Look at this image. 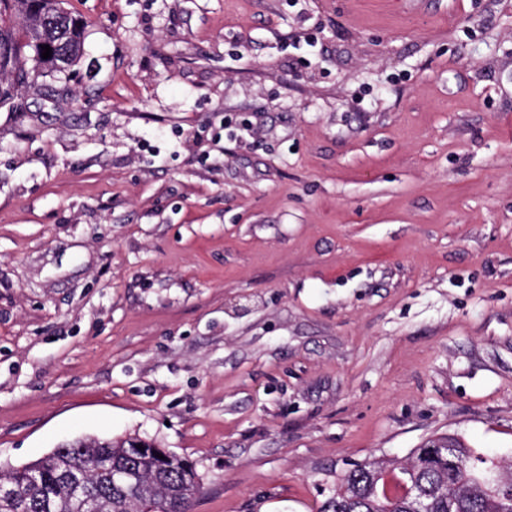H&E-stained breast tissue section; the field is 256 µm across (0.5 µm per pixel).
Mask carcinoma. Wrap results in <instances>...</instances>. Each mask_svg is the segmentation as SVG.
<instances>
[{
  "label": "carcinoma",
  "instance_id": "obj_1",
  "mask_svg": "<svg viewBox=\"0 0 512 512\" xmlns=\"http://www.w3.org/2000/svg\"><path fill=\"white\" fill-rule=\"evenodd\" d=\"M34 0H0V42L12 44L10 54L0 56V73L22 78L30 72L63 76L54 68L56 59L66 57L77 63L83 51L84 25L69 11L58 12L33 8ZM39 27L47 34L44 44L51 47V57H41L42 49H34L27 42L29 29ZM133 437L100 438L77 447L59 448L39 462L41 487L29 494L30 471L10 472L25 501L0 499V512H82L80 501L72 497L58 474L66 461L84 467L89 472L90 492L99 499L102 512H128L132 502L125 500L112 479L98 472L103 458L129 463L143 471L149 480L152 469L160 467L167 472V485L154 488L155 499H143L139 509L160 512L161 500L170 490L179 491L178 501L189 508L200 492L201 483L193 462L174 456L170 462L145 453L136 459L127 457ZM455 448H437L422 457L423 448L416 449L417 468L409 474V483L422 492L429 512H512V499L502 497L499 476L512 475V465L469 447L461 439H454ZM389 463L354 464L346 470L336 488L326 495L319 512H407L409 502L399 501L387 510L386 500L373 493L375 474Z\"/></svg>",
  "mask_w": 512,
  "mask_h": 512
}]
</instances>
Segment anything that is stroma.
Returning a JSON list of instances; mask_svg holds the SVG:
<instances>
[{"mask_svg": "<svg viewBox=\"0 0 512 512\" xmlns=\"http://www.w3.org/2000/svg\"><path fill=\"white\" fill-rule=\"evenodd\" d=\"M0 108V463L189 458L319 512L434 435L512 462V0H65Z\"/></svg>", "mask_w": 512, "mask_h": 512, "instance_id": "35a3bbf8", "label": "stroma"}]
</instances>
